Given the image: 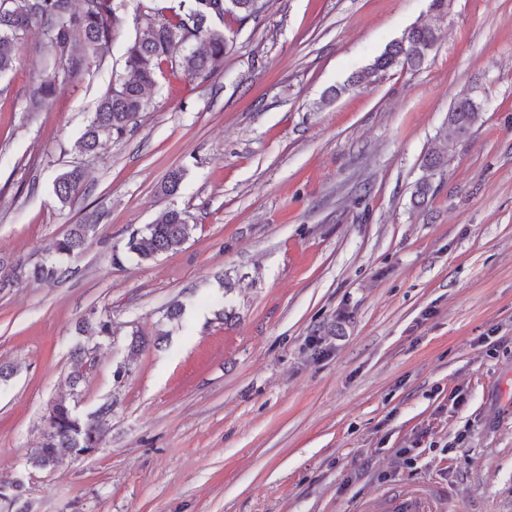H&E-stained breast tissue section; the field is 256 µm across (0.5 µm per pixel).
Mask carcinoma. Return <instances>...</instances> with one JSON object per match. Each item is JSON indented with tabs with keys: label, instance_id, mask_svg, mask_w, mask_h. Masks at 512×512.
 Here are the masks:
<instances>
[{
	"label": "carcinoma",
	"instance_id": "cac0c4a2",
	"mask_svg": "<svg viewBox=\"0 0 512 512\" xmlns=\"http://www.w3.org/2000/svg\"><path fill=\"white\" fill-rule=\"evenodd\" d=\"M127 0H0V76L14 67V45L36 28L43 35V53L49 57L58 73L41 80L32 90V104L53 98L60 89L59 74L80 73L90 62L103 57L112 47L116 35L125 23ZM154 0L143 5L136 17L138 34L124 49L125 68L129 78L115 86L99 101L76 142L81 152L95 151L104 139L120 140L137 123L138 117L150 104L151 91L177 46L185 48L178 66L191 77L213 75L224 69V58L231 50L224 33V16L243 23L258 18L257 0H175V5L158 7ZM438 37L427 26H413L386 46L371 64L349 83L367 81L390 70L420 68L434 49ZM484 103L463 94L448 112V127L460 138L468 134L481 118ZM450 142L429 149L423 160L426 175L416 183L413 205H427L432 193V179L442 173L448 162ZM85 172L75 167L60 174L54 181L53 192L64 207L76 203L86 194ZM98 216L87 213L78 224L71 225L62 238L56 240V259L31 268H6L0 265V288L10 286L18 277L34 281H50L63 274L60 260L82 249L96 232ZM195 225L185 212L168 209L156 220L129 236L125 251L141 261H150L164 253H173L192 237ZM113 331L112 320L101 317L79 326V332L90 339L106 340ZM74 354L77 364L69 380L77 387L84 378L89 350L79 346ZM109 409L82 418L74 407L61 400L49 414L53 422L46 425L43 442L28 457L34 471L53 470L64 460L78 458L84 452L100 447L103 425Z\"/></svg>",
	"mask_w": 512,
	"mask_h": 512
}]
</instances>
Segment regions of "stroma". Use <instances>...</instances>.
Instances as JSON below:
<instances>
[{
	"instance_id": "stroma-1",
	"label": "stroma",
	"mask_w": 512,
	"mask_h": 512,
	"mask_svg": "<svg viewBox=\"0 0 512 512\" xmlns=\"http://www.w3.org/2000/svg\"><path fill=\"white\" fill-rule=\"evenodd\" d=\"M226 18L223 73L165 70L122 140L78 151L85 117L126 76L136 0L104 62L65 81L30 31L0 77V260L32 265L85 212L102 219L53 283L0 290V477L30 512H360L426 485L456 512H512V0H263ZM416 24L439 39L420 70L346 84ZM485 102L425 209L421 160L462 94ZM74 167L88 193L61 207ZM178 194L160 187L173 169ZM196 229L177 252L124 257L165 209ZM123 257L112 263L113 254ZM181 321L165 317L170 303ZM110 315L76 408H109L100 449L27 464L68 397L76 322ZM148 344L133 354L132 333ZM499 337L488 357L482 337ZM124 377H116L120 365ZM460 388L465 402H448ZM435 448L396 450L424 429ZM468 429L453 445L454 433ZM85 172L74 167L60 174L54 181L53 192L62 207L71 206L86 194Z\"/></svg>"
}]
</instances>
